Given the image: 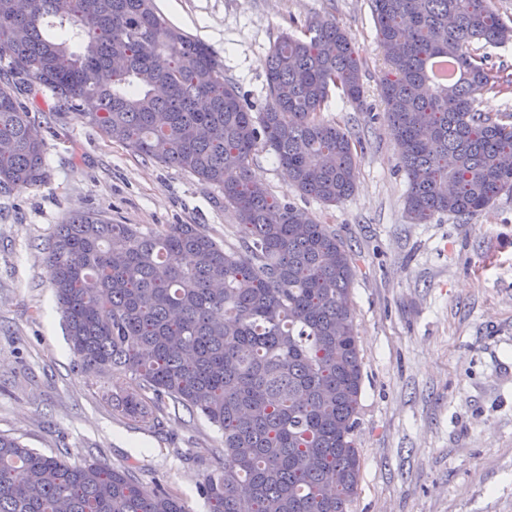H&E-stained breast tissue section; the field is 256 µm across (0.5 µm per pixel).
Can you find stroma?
<instances>
[{"mask_svg":"<svg viewBox=\"0 0 512 512\" xmlns=\"http://www.w3.org/2000/svg\"><path fill=\"white\" fill-rule=\"evenodd\" d=\"M172 26L210 46L251 111L268 99L269 52L328 17L352 36L364 98L332 93L321 116L358 146L354 194L326 206L288 191L273 155L251 173L269 191L336 231L352 250L354 323L364 362L353 512H512V194L468 221L412 223L408 182L383 119L388 75L370 0H155ZM47 177L0 193V434L30 448L129 466L163 478L187 512H206L199 482L215 468L221 435L202 416L169 409L164 428H138L117 411L122 376L82 372L66 336L44 253L58 224L98 211L160 231L201 224L238 246L237 219L217 190L135 156L70 112L37 97Z\"/></svg>","mask_w":512,"mask_h":512,"instance_id":"stroma-1","label":"stroma"}]
</instances>
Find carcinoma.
Here are the masks:
<instances>
[{
	"instance_id": "carcinoma-1",
	"label": "carcinoma",
	"mask_w": 512,
	"mask_h": 512,
	"mask_svg": "<svg viewBox=\"0 0 512 512\" xmlns=\"http://www.w3.org/2000/svg\"><path fill=\"white\" fill-rule=\"evenodd\" d=\"M0 0V191L45 179L40 121L15 97L45 91L59 108L134 155L224 194L241 244L199 224L144 232L95 211L58 225L46 251L77 364L131 377L112 405L149 430L172 404L222 434L226 465L199 483L207 512H350L363 381L351 307L356 264L327 225L250 175L271 152L287 186L328 205L348 200L360 159L321 117L330 94L363 99L362 62L328 19L272 46L269 90L252 112L221 59L171 26L154 0ZM390 77L384 119L419 224L467 219L512 193V125L474 108L500 87L475 42L512 40L494 0H370ZM453 66L438 81L433 62ZM0 512H186L161 480L97 460L71 464L0 434Z\"/></svg>"
}]
</instances>
